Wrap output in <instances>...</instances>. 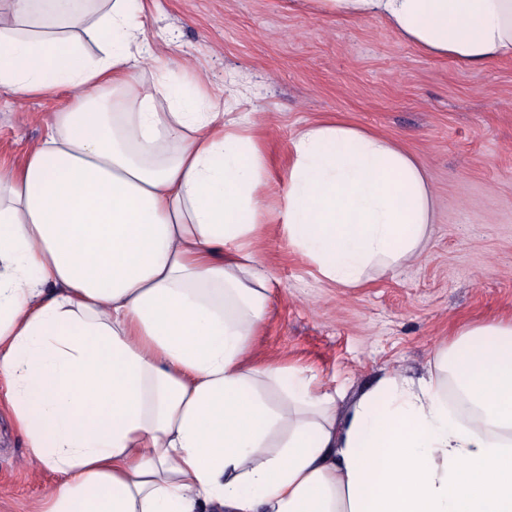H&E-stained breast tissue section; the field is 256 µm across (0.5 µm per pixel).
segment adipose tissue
Instances as JSON below:
<instances>
[{"label":"adipose tissue","mask_w":512,"mask_h":512,"mask_svg":"<svg viewBox=\"0 0 512 512\" xmlns=\"http://www.w3.org/2000/svg\"><path fill=\"white\" fill-rule=\"evenodd\" d=\"M306 2L468 67L512 59V0ZM143 32L130 0H0V91L67 96L0 163V399L62 477L39 512H512V321L464 326L341 419L305 370L253 360L265 159L247 121L197 110L201 85L136 79ZM291 152L276 219L323 278L421 257L433 201L410 155L331 122Z\"/></svg>","instance_id":"1"}]
</instances>
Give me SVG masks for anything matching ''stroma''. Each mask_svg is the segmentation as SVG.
<instances>
[{"mask_svg":"<svg viewBox=\"0 0 512 512\" xmlns=\"http://www.w3.org/2000/svg\"><path fill=\"white\" fill-rule=\"evenodd\" d=\"M151 75L200 76L216 112L248 118L277 209L290 140L341 120L384 137L425 169L431 233L420 261L356 287L323 279L268 221L255 247L275 282L253 353L309 369L346 409L390 371L417 378L463 326L512 319V61L466 67L426 55L376 19L314 14L298 0H140ZM65 99L0 92V160L42 141ZM55 473L28 460L0 404V512H34Z\"/></svg>","mask_w":512,"mask_h":512,"instance_id":"1","label":"stroma"}]
</instances>
